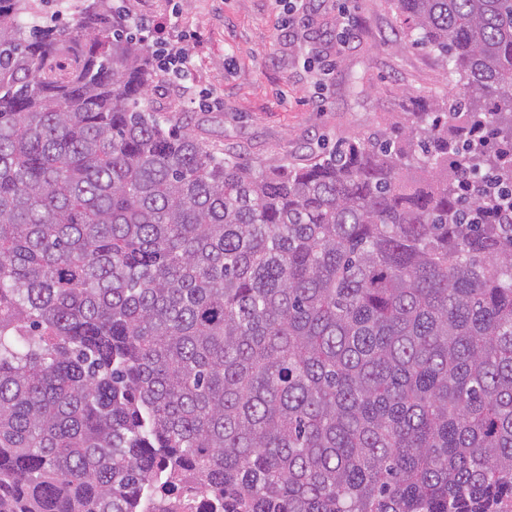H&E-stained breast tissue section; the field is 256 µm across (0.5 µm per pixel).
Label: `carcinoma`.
<instances>
[{
    "label": "carcinoma",
    "mask_w": 512,
    "mask_h": 512,
    "mask_svg": "<svg viewBox=\"0 0 512 512\" xmlns=\"http://www.w3.org/2000/svg\"><path fill=\"white\" fill-rule=\"evenodd\" d=\"M392 2L466 97L266 168L111 0H0V512L512 496V0Z\"/></svg>",
    "instance_id": "carcinoma-1"
}]
</instances>
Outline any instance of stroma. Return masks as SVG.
Segmentation results:
<instances>
[{"instance_id":"obj_1","label":"stroma","mask_w":512,"mask_h":512,"mask_svg":"<svg viewBox=\"0 0 512 512\" xmlns=\"http://www.w3.org/2000/svg\"><path fill=\"white\" fill-rule=\"evenodd\" d=\"M165 21L191 53L190 73H157L150 106L190 121L220 156L303 163L391 129L448 95L446 69L421 47L395 48L390 0H123Z\"/></svg>"}]
</instances>
